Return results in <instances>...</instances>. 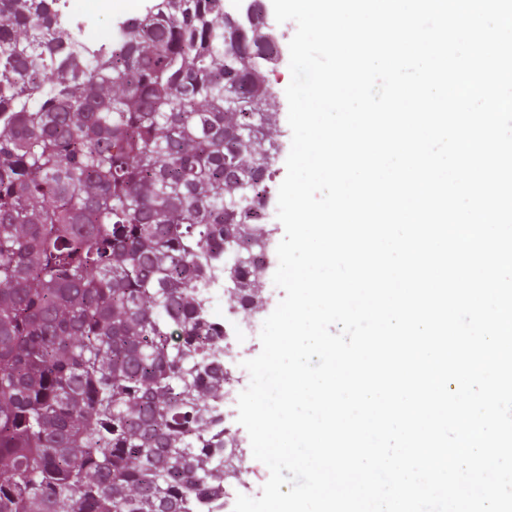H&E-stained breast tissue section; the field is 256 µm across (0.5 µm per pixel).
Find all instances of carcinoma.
<instances>
[{
	"label": "carcinoma",
	"mask_w": 512,
	"mask_h": 512,
	"mask_svg": "<svg viewBox=\"0 0 512 512\" xmlns=\"http://www.w3.org/2000/svg\"><path fill=\"white\" fill-rule=\"evenodd\" d=\"M54 5L0 0V512H187L227 477L198 286L261 299L272 47L155 0L87 54Z\"/></svg>",
	"instance_id": "cac0c4a2"
}]
</instances>
